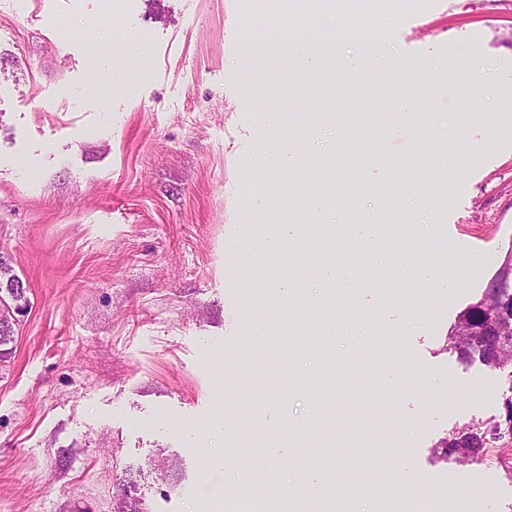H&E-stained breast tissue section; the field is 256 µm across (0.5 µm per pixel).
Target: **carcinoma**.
<instances>
[{
  "label": "carcinoma",
  "mask_w": 512,
  "mask_h": 512,
  "mask_svg": "<svg viewBox=\"0 0 512 512\" xmlns=\"http://www.w3.org/2000/svg\"><path fill=\"white\" fill-rule=\"evenodd\" d=\"M504 274V268H499L490 279L484 298L460 314L447 347L465 364L478 361L491 370L507 368L512 378V343H506L499 336L497 323L488 317L484 309V305L494 304L497 306L498 320H512V288L500 287V283L505 281ZM506 405L507 410L501 419L466 425L439 444L438 448L464 462L478 459L490 447V442L498 441L506 434L512 436V398Z\"/></svg>",
  "instance_id": "obj_1"
}]
</instances>
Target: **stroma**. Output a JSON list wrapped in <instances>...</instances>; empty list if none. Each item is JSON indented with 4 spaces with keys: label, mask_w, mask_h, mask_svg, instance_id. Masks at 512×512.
<instances>
[{
    "label": "stroma",
    "mask_w": 512,
    "mask_h": 512,
    "mask_svg": "<svg viewBox=\"0 0 512 512\" xmlns=\"http://www.w3.org/2000/svg\"><path fill=\"white\" fill-rule=\"evenodd\" d=\"M388 7L397 23L370 35L449 71L424 84L423 120L388 109L395 68L344 70L358 41L332 13L309 21L306 40L336 52L301 101L292 73L248 66L275 31L265 0H0V254L30 301L0 362V512H117L125 494L144 512H279L313 467L350 488L343 512H387L396 487L429 512H512V443L468 464L436 454L512 397L506 373L445 348L512 248V108L494 105L512 96V0ZM99 53L124 81L97 75ZM476 67L469 120L456 98ZM273 137L291 160L260 156ZM358 162L352 211L415 230L323 282L312 245L336 218L294 200ZM413 178L435 205L404 198ZM268 224L310 225V240L240 253ZM411 252L451 285L389 302L371 277ZM246 264L265 299L240 289ZM352 302L357 336L342 331ZM262 306L276 335L257 352L240 338ZM245 368L250 393L224 402ZM217 424L263 428L267 445L239 466ZM257 470L269 492L249 505Z\"/></svg>",
    "instance_id": "stroma-1"
}]
</instances>
